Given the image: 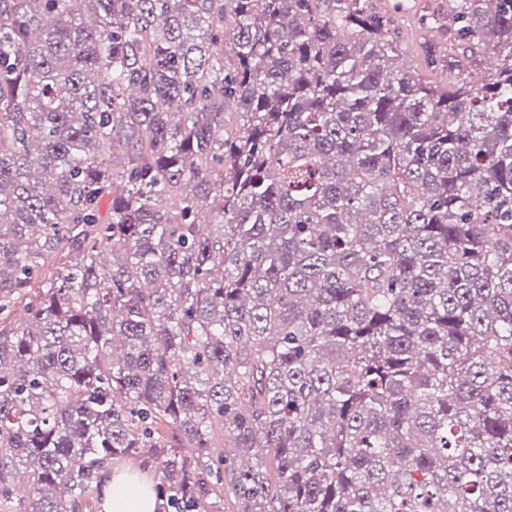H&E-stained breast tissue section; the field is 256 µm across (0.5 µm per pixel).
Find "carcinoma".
Instances as JSON below:
<instances>
[{
  "instance_id": "cac0c4a2",
  "label": "carcinoma",
  "mask_w": 512,
  "mask_h": 512,
  "mask_svg": "<svg viewBox=\"0 0 512 512\" xmlns=\"http://www.w3.org/2000/svg\"><path fill=\"white\" fill-rule=\"evenodd\" d=\"M447 28L0 0V512H512V0ZM373 11L388 16L403 48L402 57L416 71H422L434 81H441V71H432L425 63L426 49L430 43L448 42V34L426 23L432 14L448 8L446 0H367ZM136 472L132 467L120 464L102 473L103 512L155 511L152 484L146 481L132 482V475ZM131 488H135V493L130 492Z\"/></svg>"
}]
</instances>
